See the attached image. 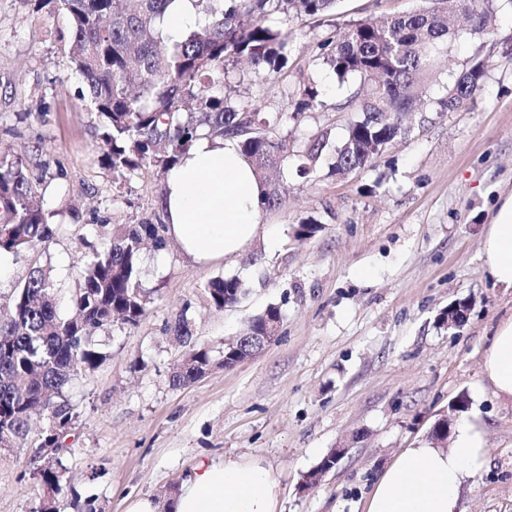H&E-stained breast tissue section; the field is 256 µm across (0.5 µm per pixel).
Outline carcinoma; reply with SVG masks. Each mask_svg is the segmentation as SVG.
Masks as SVG:
<instances>
[{
    "mask_svg": "<svg viewBox=\"0 0 512 512\" xmlns=\"http://www.w3.org/2000/svg\"><path fill=\"white\" fill-rule=\"evenodd\" d=\"M173 0H39L62 20L59 40L83 76V100L98 117L103 143L99 161L112 171L113 184L142 171L164 180L205 135L239 139L265 186L264 209L281 201L285 187L270 173L288 162L282 118L265 117L250 98L224 94L235 62L243 59L253 84L260 85L288 62L293 32L266 24V17L328 15L337 0H191L198 22L178 40L164 34V15ZM433 0V7L386 22L357 21L344 35L323 43L320 60L340 80L358 76L366 88L355 99L360 117L350 122L341 142L323 132L302 150L299 172L309 175L324 163L343 176L374 162L403 132L407 112L418 111L424 79L435 69L440 46L448 42V15L466 17L470 34L490 32L493 0L479 12L472 0ZM487 60L475 52L441 108L454 111L480 89ZM38 186L20 159L0 157V255L18 257L54 239L60 225L37 202ZM163 217L131 224L117 237L83 238L85 253L70 312H60L57 288L42 265L31 268L14 290L6 317L0 318V448L24 444L35 449L39 512H53L61 491V460L42 454L61 448L77 407L67 389L78 368H97L106 354L96 333L116 321L136 327L145 319L148 297L141 288L144 245H166ZM211 303L232 306L245 295L236 277L211 279ZM168 331L188 349L169 382L184 387L199 380L213 361L211 349L193 341V322L183 308Z\"/></svg>",
    "mask_w": 512,
    "mask_h": 512,
    "instance_id": "carcinoma-1",
    "label": "carcinoma"
}]
</instances>
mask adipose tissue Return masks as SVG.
<instances>
[{
  "label": "adipose tissue",
  "mask_w": 512,
  "mask_h": 512,
  "mask_svg": "<svg viewBox=\"0 0 512 512\" xmlns=\"http://www.w3.org/2000/svg\"><path fill=\"white\" fill-rule=\"evenodd\" d=\"M165 186L167 235L196 262L223 260L256 238L265 189L237 139H198L168 171ZM483 266L494 284L512 288V195L488 227ZM483 373L496 395L512 401V319L496 328ZM487 457L482 425L463 419L451 448L422 440L404 449L374 484L365 512H457L462 485ZM280 493L263 460L203 461L181 485L173 512H276Z\"/></svg>",
  "instance_id": "ef3b65f1"
}]
</instances>
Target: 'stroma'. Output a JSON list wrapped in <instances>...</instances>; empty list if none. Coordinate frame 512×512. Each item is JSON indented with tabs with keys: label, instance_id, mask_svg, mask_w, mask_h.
Segmentation results:
<instances>
[{
	"label": "stroma",
	"instance_id": "1",
	"mask_svg": "<svg viewBox=\"0 0 512 512\" xmlns=\"http://www.w3.org/2000/svg\"><path fill=\"white\" fill-rule=\"evenodd\" d=\"M431 0H339L322 20L270 16L294 41L286 67L262 86L245 66L232 75L235 95L254 98L263 115L284 116L288 143L304 146L319 131L343 139L355 114L348 103L359 78L339 80L319 60L320 44L354 21L430 8ZM490 35L459 29L436 74L430 106L376 162L345 178L321 168L301 178L285 167L288 193L264 211L255 240L224 260L199 264L176 243L146 247L141 286L148 311L138 327L99 333L106 354L79 373L69 396L76 427L60 459L64 489L55 512H126L148 496L157 512L198 462L264 460L281 484L278 512H364L383 470L428 438L449 402L467 393L487 430V466L463 484L459 512H512V405L482 376V356L498 324L512 317V290L482 267L486 232L512 194V0H496ZM60 23L32 0H0V153L22 158L38 180L40 202L66 224L53 242L12 259L0 277V311L32 260L50 264L61 298L78 286L83 239L96 220L109 230L157 209L161 184L135 177L118 194L103 168L98 120L81 99L82 76L58 40ZM488 61L480 89L458 110L438 100L474 52ZM313 80L320 103L299 111V87ZM320 230L295 238L297 225ZM370 270L362 278V270ZM237 277L248 294L215 308L205 286ZM468 301L466 324L443 327L441 312ZM281 311L279 337L258 356L199 381L169 384L183 348L166 333L188 308L196 340L222 358L267 306ZM337 465L314 486L307 475L333 448ZM30 448L0 451V512H37Z\"/></svg>",
	"mask_w": 512,
	"mask_h": 512
}]
</instances>
